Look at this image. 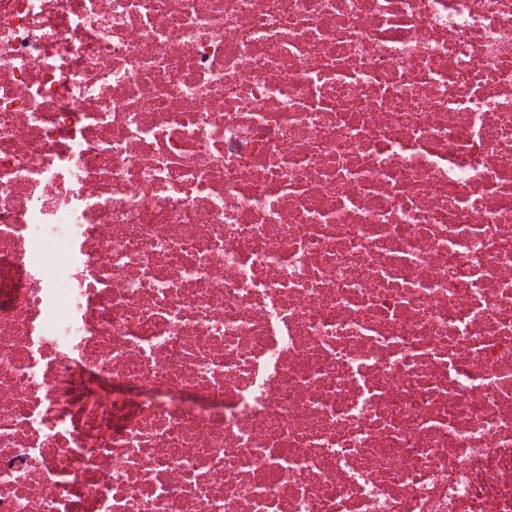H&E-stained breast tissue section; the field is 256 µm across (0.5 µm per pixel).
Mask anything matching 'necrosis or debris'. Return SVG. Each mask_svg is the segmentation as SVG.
Wrapping results in <instances>:
<instances>
[{
	"instance_id": "4bbe7bcc",
	"label": "necrosis or debris",
	"mask_w": 512,
	"mask_h": 512,
	"mask_svg": "<svg viewBox=\"0 0 512 512\" xmlns=\"http://www.w3.org/2000/svg\"><path fill=\"white\" fill-rule=\"evenodd\" d=\"M0 512H512V0H0Z\"/></svg>"
}]
</instances>
